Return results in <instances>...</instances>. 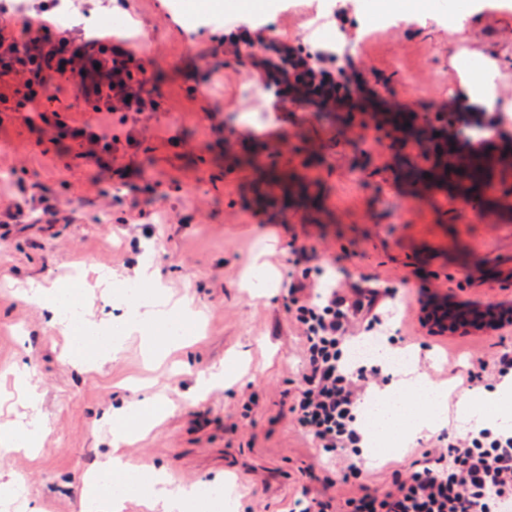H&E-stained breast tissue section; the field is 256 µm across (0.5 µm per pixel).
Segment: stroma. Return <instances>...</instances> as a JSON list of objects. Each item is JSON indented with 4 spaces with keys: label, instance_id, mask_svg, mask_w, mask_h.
Returning <instances> with one entry per match:
<instances>
[{
    "label": "stroma",
    "instance_id": "35a3bbf8",
    "mask_svg": "<svg viewBox=\"0 0 512 512\" xmlns=\"http://www.w3.org/2000/svg\"><path fill=\"white\" fill-rule=\"evenodd\" d=\"M73 2L87 21L77 34L146 30L128 45L148 61L165 109L109 169L68 158L65 142L20 114L0 118V172L14 174L0 179V208L32 187L60 209L54 224H0V384L24 360L39 394L34 408L0 401V423L32 424L39 438L33 451L0 458V470L18 477L42 512H80L85 477L108 449L102 414L153 396L167 411L128 445L133 469L162 468L182 484L225 482L224 512H292L309 468L322 463L288 412L303 372L289 287L328 275L344 289L390 290L393 316L374 333L418 351L420 372L448 390V429L457 431V377L512 350V327L433 336L417 313L428 298L512 302V171L496 183L491 207L445 187L415 189L404 163H421L419 150H398L362 115L329 119L293 103L270 111L249 83L256 69L241 66L219 36L245 11L276 40L309 46L321 33L341 36L359 49V79L386 87L388 107H436L440 123L453 126L461 81L482 75L459 70L461 56L490 52L512 99V12L485 0V11L451 34L418 17L391 25L370 0H255L220 13L201 10L200 0H115L109 9ZM149 251L161 296L200 312L197 340L151 365L132 336L117 359L74 368L65 337L21 298L22 284L84 285L86 317L103 329L131 316L132 307L107 297L136 280ZM221 364L241 371L197 398L198 380ZM434 438L427 432L412 447L372 455L370 485L409 470L411 448Z\"/></svg>",
    "mask_w": 512,
    "mask_h": 512
}]
</instances>
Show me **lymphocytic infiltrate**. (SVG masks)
I'll list each match as a JSON object with an SVG mask.
<instances>
[{
    "label": "lymphocytic infiltrate",
    "mask_w": 512,
    "mask_h": 512,
    "mask_svg": "<svg viewBox=\"0 0 512 512\" xmlns=\"http://www.w3.org/2000/svg\"><path fill=\"white\" fill-rule=\"evenodd\" d=\"M51 10L50 0H27L20 9L0 0V81L13 83L11 93H0V112L36 113L75 157L109 166L138 146L139 124L161 111V97L149 88L145 60L126 41L104 34L75 43L52 25ZM67 93L76 106L119 113L125 133L110 136L90 122L71 121L70 108L58 104ZM290 293L304 340V385L289 411L343 478L355 480L340 502L329 493L333 479L320 476L322 490L306 496L302 512H512V436L490 428L440 433L432 447L420 449L412 471L394 474L381 489L366 484L359 404L381 370L344 362L353 324L380 323L385 298L374 288L346 293L323 286L310 293L301 282Z\"/></svg>",
    "instance_id": "f902f5d3"
}]
</instances>
